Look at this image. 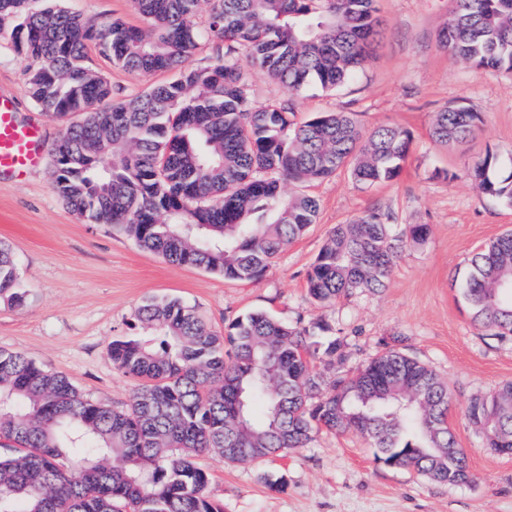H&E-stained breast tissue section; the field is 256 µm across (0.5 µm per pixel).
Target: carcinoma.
<instances>
[{
	"instance_id": "cac0c4a2",
	"label": "carcinoma",
	"mask_w": 512,
	"mask_h": 512,
	"mask_svg": "<svg viewBox=\"0 0 512 512\" xmlns=\"http://www.w3.org/2000/svg\"><path fill=\"white\" fill-rule=\"evenodd\" d=\"M209 4L213 65L186 70L201 38L195 17ZM143 22L88 25L58 6L0 0V22L28 62L31 98L65 121L53 147L54 188L79 215L120 224L143 250L227 280L257 282L271 261L315 223L318 200L285 197L348 167L354 179L394 181L410 134H366L348 112L305 122L291 107L252 104L238 56L291 93L334 90L371 57L381 21L375 0H129ZM442 44L461 61L512 72V0H455ZM94 46L112 65L173 73L131 100L86 64ZM480 115L437 113L432 136L466 141ZM486 156L474 167L482 192L512 206V173ZM376 212L338 224L307 274L310 297L332 305L385 286L407 240ZM512 231L480 246L458 284L477 325L512 336ZM16 263L0 244V301L24 303ZM132 336L109 345L113 364L141 381L126 410L84 399L64 375L0 351V512H223L208 496L195 457L257 461L305 447L320 429L356 431L384 462L430 481L463 484L466 454L448 423V385L428 366L388 348L353 372L341 337L323 321L290 325L258 310L225 336L176 299L135 312ZM484 445L512 451V383L473 397L464 412Z\"/></svg>"
}]
</instances>
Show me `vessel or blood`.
<instances>
[{"mask_svg":"<svg viewBox=\"0 0 512 512\" xmlns=\"http://www.w3.org/2000/svg\"><path fill=\"white\" fill-rule=\"evenodd\" d=\"M45 155L41 125L19 119L12 96L0 92V177H24Z\"/></svg>","mask_w":512,"mask_h":512,"instance_id":"b4317fda","label":"vessel or blood"}]
</instances>
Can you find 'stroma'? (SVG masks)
Here are the masks:
<instances>
[{"label": "stroma", "instance_id": "1", "mask_svg": "<svg viewBox=\"0 0 512 512\" xmlns=\"http://www.w3.org/2000/svg\"><path fill=\"white\" fill-rule=\"evenodd\" d=\"M61 5L87 23L107 16L140 22L128 0ZM376 6L380 41L357 78L337 90L311 85L293 94L259 66L244 65L254 105H290L299 123L319 112H350L365 131L396 125L413 139L395 181L368 186L343 171L312 185L320 205L316 224L259 281L171 264L139 248L121 227L83 219L57 195L53 160L23 178L0 179V242L10 245L27 291L23 305L0 303V350L67 376L89 401L128 407L138 381L113 364L109 344L129 335L137 307L151 297L194 306L218 332L257 309L292 324L324 320L348 341L346 369L390 347L447 383L449 419L468 457L467 483L430 481L378 460L360 433L323 430L282 458L234 464L215 453L199 455L208 493L224 512H512V456L486 448L464 417L471 398L512 381V337L486 336L456 286L474 249L512 230V207L485 195L471 174L485 156L512 157V73L470 66L442 46L454 0H376ZM11 30L10 22L0 23V90L14 94L19 118L39 123L54 145L62 124L30 97L27 62ZM86 63L123 100L169 78L115 68L94 49ZM459 107L480 113L482 122L466 144L448 148L432 138V121ZM370 210L402 229L427 225L429 234L406 243L381 291L316 303L306 276L331 230Z\"/></svg>", "mask_w": 512, "mask_h": 512}]
</instances>
